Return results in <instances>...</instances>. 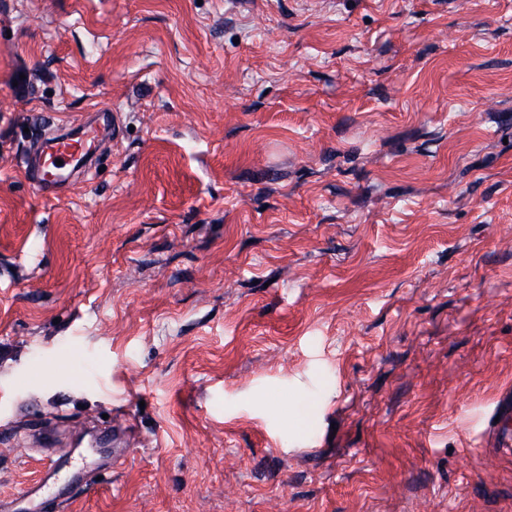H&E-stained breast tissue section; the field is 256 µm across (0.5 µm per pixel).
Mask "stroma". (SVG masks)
Returning <instances> with one entry per match:
<instances>
[{
    "label": "stroma",
    "mask_w": 512,
    "mask_h": 512,
    "mask_svg": "<svg viewBox=\"0 0 512 512\" xmlns=\"http://www.w3.org/2000/svg\"><path fill=\"white\" fill-rule=\"evenodd\" d=\"M506 387L512 0H0V502L105 418L68 512H512ZM93 112V116L57 124L61 129L58 135L42 142L31 154L28 152L16 162L41 200L58 199L74 176L85 171L96 156L109 126L111 109L101 106ZM56 160H62V164L57 165ZM499 417L498 422L494 419ZM487 439L491 443V454L511 451L512 447V389L502 390L487 419Z\"/></svg>",
    "instance_id": "35a3bbf8"
}]
</instances>
